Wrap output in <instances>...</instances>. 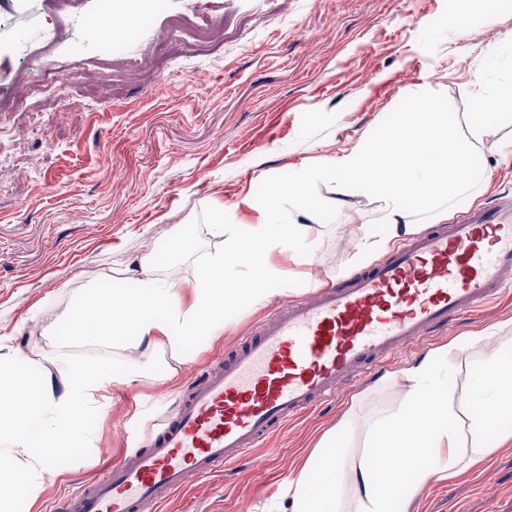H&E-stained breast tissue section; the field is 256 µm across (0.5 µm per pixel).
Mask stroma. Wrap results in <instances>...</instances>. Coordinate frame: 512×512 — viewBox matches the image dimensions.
Returning <instances> with one entry per match:
<instances>
[{
  "mask_svg": "<svg viewBox=\"0 0 512 512\" xmlns=\"http://www.w3.org/2000/svg\"><path fill=\"white\" fill-rule=\"evenodd\" d=\"M457 0H211L224 34L190 57L196 0H142L131 29L102 31L104 0H80L61 43L47 45L57 0H0V350L54 373L58 359L99 364L100 397L88 414L87 443L71 448L69 472H47L39 494L11 490L13 512H49L51 503L117 460L165 411L194 375L223 358L280 303L355 270L360 240L382 228V202L334 201L338 177L310 183L311 250L295 265L287 245L276 261L291 275L262 304L242 302L220 335L151 352L49 343L44 327L87 286L135 288L144 270L188 292L200 257L221 249L206 232L223 207L228 224H252L266 180L367 146L412 98L450 106L470 162L473 198L449 204V218L512 193V118L475 115L473 95L490 80L486 52L512 38V6L480 13L458 34ZM68 80L67 97L35 94L12 103L29 59ZM482 119V142L468 138ZM483 337L471 346L470 337ZM512 340V296L464 317L448 331L376 372L265 447L209 480L193 482L162 512H267L312 448L351 414L347 443L364 444L368 423L398 408L411 384L403 371L428 354L450 376L454 395ZM408 512H512V441L481 467L430 479Z\"/></svg>",
  "mask_w": 512,
  "mask_h": 512,
  "instance_id": "1",
  "label": "stroma"
}]
</instances>
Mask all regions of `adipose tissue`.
<instances>
[{"instance_id": "ef3b65f1", "label": "adipose tissue", "mask_w": 512, "mask_h": 512, "mask_svg": "<svg viewBox=\"0 0 512 512\" xmlns=\"http://www.w3.org/2000/svg\"><path fill=\"white\" fill-rule=\"evenodd\" d=\"M321 170L341 174L346 190L364 191L385 205L387 230L360 241L359 260L411 233L412 210L461 197L471 181L456 124L433 98L415 100L368 147L327 160ZM313 176L302 169L289 180L269 181L258 223L228 224L223 209H216L207 232L224 246L202 258L189 295L153 278L132 291L100 288L85 295L66 317L71 341L175 353L185 342L217 335L241 299L263 303L270 285L283 280L270 259L278 244L306 257ZM433 363L428 355L406 369L412 391L395 411L372 422L358 457L342 447L330 453L314 448L273 512H395L399 488L414 494L431 475L455 478L481 465L493 452L490 431H498L499 442L512 440L500 429L512 416V343L481 363L463 418L448 377L438 376ZM57 370V377L38 378L0 356V512H10L12 486L34 491L37 472L51 466L64 472L69 448L85 437L97 368L64 359Z\"/></svg>"}]
</instances>
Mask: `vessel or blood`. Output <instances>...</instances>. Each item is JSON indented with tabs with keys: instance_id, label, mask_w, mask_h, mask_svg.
Masks as SVG:
<instances>
[{
	"instance_id": "vessel-or-blood-1",
	"label": "vessel or blood",
	"mask_w": 512,
	"mask_h": 512,
	"mask_svg": "<svg viewBox=\"0 0 512 512\" xmlns=\"http://www.w3.org/2000/svg\"><path fill=\"white\" fill-rule=\"evenodd\" d=\"M512 290V198L414 235L344 282L282 303L209 366L136 447L54 512H155L189 478L261 447L372 368Z\"/></svg>"
}]
</instances>
